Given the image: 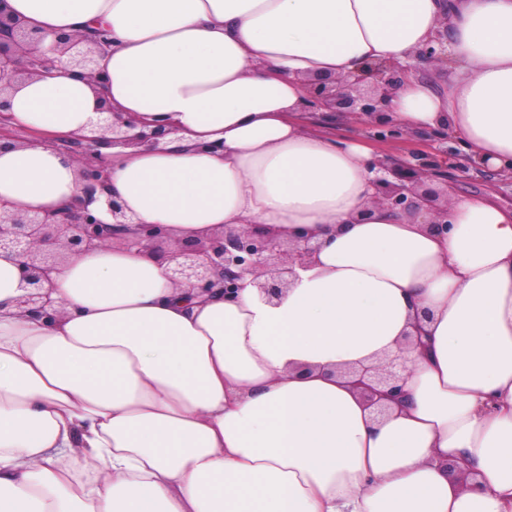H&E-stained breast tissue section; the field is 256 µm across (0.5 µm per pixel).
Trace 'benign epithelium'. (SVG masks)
Listing matches in <instances>:
<instances>
[{
  "label": "benign epithelium",
  "instance_id": "benign-epithelium-1",
  "mask_svg": "<svg viewBox=\"0 0 512 512\" xmlns=\"http://www.w3.org/2000/svg\"><path fill=\"white\" fill-rule=\"evenodd\" d=\"M39 42L22 23L0 11V92L12 88L25 80L28 72L10 66L12 57L22 48ZM62 51L72 52L73 65L85 75L103 85L107 75L100 67L99 59L105 54L107 43L98 38L93 47L84 49L82 40L68 36L57 41ZM423 56L431 62L448 59V30L436 33ZM410 67L390 62H375L354 75L341 79L316 78L309 84V102L313 108L336 109L341 112H360L370 117V128L381 137L398 133L392 122L386 119L389 102L405 81ZM372 80L371 91L364 92L361 85ZM126 130H112V143L137 144L149 142L153 145L164 136L175 132L174 128L140 130L132 135L128 131L136 128L134 121L125 124ZM383 175L374 181L375 201L387 208L412 213L426 202L441 216L448 213V204L440 203V194L427 186L431 178L429 168L407 162L380 164ZM86 181L84 192L91 194L96 185L104 183L103 170L87 166L81 172ZM165 237L159 225H147L138 234L135 243H146L154 247ZM112 241V227L86 210L73 211L57 220L49 214L0 213V252L10 253L20 259L25 294L18 299V306L27 312H41L50 303L52 288L51 273L66 255H76L91 246L107 245ZM317 246L309 240L292 248L289 260L304 264ZM276 245L271 240L247 229L229 228L205 243L189 241L183 244L179 260L175 261L171 278L177 284H187L201 292L213 288L224 289V296L235 294L240 281L249 273L265 277L258 283L269 297L276 298L287 286L284 271L271 263ZM357 384L366 390L373 404L395 401L402 396L401 377L394 365L384 369L365 367L357 372Z\"/></svg>",
  "mask_w": 512,
  "mask_h": 512
}]
</instances>
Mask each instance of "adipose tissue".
<instances>
[{
	"mask_svg": "<svg viewBox=\"0 0 512 512\" xmlns=\"http://www.w3.org/2000/svg\"><path fill=\"white\" fill-rule=\"evenodd\" d=\"M0 9L48 45L111 40L106 84L58 52L57 75L0 94V212L84 205L113 225L57 265L46 315L18 307L21 266L0 253V512H512V206L465 197L444 224L390 211L373 148L306 108L310 79L418 64L444 26L446 83L413 73L389 117L512 173V0ZM104 104L175 132L111 145ZM89 132L107 173L91 197L61 149ZM142 224L318 250L279 298L247 276L228 301L175 284L171 260L133 246ZM395 357L405 399L380 413L350 371Z\"/></svg>",
	"mask_w": 512,
	"mask_h": 512,
	"instance_id": "1",
	"label": "adipose tissue"
}]
</instances>
